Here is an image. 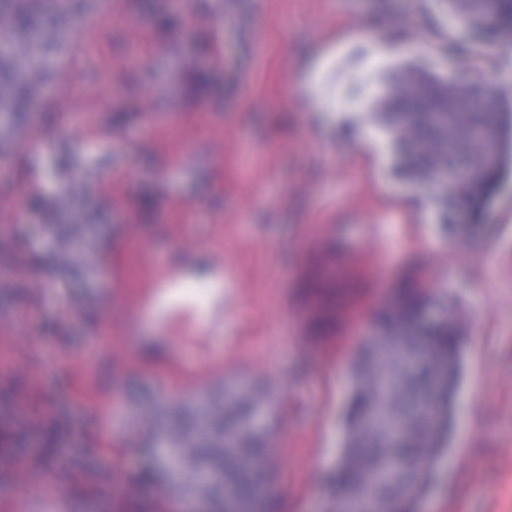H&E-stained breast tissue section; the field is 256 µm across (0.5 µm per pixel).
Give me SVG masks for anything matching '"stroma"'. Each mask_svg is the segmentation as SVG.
<instances>
[{
	"instance_id": "1",
	"label": "stroma",
	"mask_w": 512,
	"mask_h": 512,
	"mask_svg": "<svg viewBox=\"0 0 512 512\" xmlns=\"http://www.w3.org/2000/svg\"><path fill=\"white\" fill-rule=\"evenodd\" d=\"M179 23L159 29V13ZM445 0H86L27 135L0 157V354L37 409L71 410L106 469L94 491L53 462L72 512H214L211 496H161L138 479L175 406L258 380L276 395L278 472L268 512H327L350 370L400 285L465 316L448 449L414 512H512V170L480 217L433 204L397 174L369 106L403 61L506 91L512 57ZM348 75L309 111L315 59ZM84 194L100 212L93 259L48 261L31 198ZM213 273L194 301L155 287L165 268Z\"/></svg>"
}]
</instances>
